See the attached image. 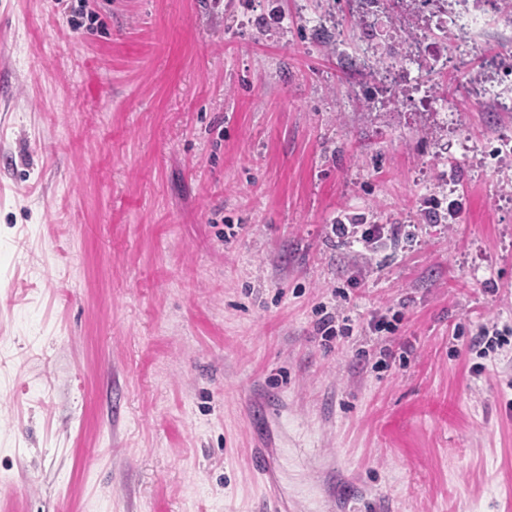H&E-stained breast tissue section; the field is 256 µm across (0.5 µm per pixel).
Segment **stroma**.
Returning a JSON list of instances; mask_svg holds the SVG:
<instances>
[{
    "mask_svg": "<svg viewBox=\"0 0 512 512\" xmlns=\"http://www.w3.org/2000/svg\"><path fill=\"white\" fill-rule=\"evenodd\" d=\"M433 8L0 0V512H512V28L360 58ZM484 92L495 100L500 107L512 111V83L502 82L494 75L487 80ZM511 328L510 330L505 327L502 330H499L498 328L492 329V331L489 330L488 327L482 326L476 336H473L472 338V347H480L479 352L480 355L485 353V349L488 347H492L494 344L503 346L508 343V336L511 335Z\"/></svg>",
    "mask_w": 512,
    "mask_h": 512,
    "instance_id": "35a3bbf8",
    "label": "stroma"
}]
</instances>
